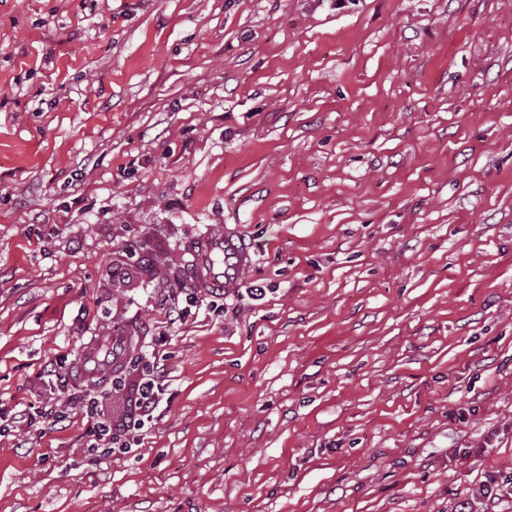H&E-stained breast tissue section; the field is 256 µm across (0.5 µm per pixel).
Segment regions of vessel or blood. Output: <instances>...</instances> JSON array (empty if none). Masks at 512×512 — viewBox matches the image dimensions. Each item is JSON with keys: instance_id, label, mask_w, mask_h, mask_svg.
I'll list each match as a JSON object with an SVG mask.
<instances>
[{"instance_id": "obj_1", "label": "vessel or blood", "mask_w": 512, "mask_h": 512, "mask_svg": "<svg viewBox=\"0 0 512 512\" xmlns=\"http://www.w3.org/2000/svg\"><path fill=\"white\" fill-rule=\"evenodd\" d=\"M252 261L251 250L236 232L206 236L196 242L190 265L200 288L219 295L237 289Z\"/></svg>"}]
</instances>
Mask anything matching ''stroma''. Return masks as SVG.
Segmentation results:
<instances>
[{"instance_id":"1","label":"stroma","mask_w":512,"mask_h":512,"mask_svg":"<svg viewBox=\"0 0 512 512\" xmlns=\"http://www.w3.org/2000/svg\"><path fill=\"white\" fill-rule=\"evenodd\" d=\"M227 228L240 288L170 322ZM109 340L167 391L102 454ZM511 477L512 0H0V512H512Z\"/></svg>"}]
</instances>
